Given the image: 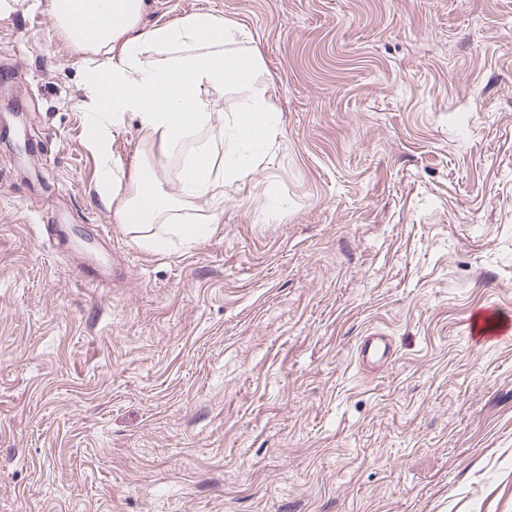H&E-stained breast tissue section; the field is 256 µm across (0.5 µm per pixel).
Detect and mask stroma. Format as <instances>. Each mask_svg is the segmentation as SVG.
<instances>
[{
    "instance_id": "1",
    "label": "stroma",
    "mask_w": 512,
    "mask_h": 512,
    "mask_svg": "<svg viewBox=\"0 0 512 512\" xmlns=\"http://www.w3.org/2000/svg\"><path fill=\"white\" fill-rule=\"evenodd\" d=\"M246 33L282 134L207 240L96 193L82 55L0 0V512H512V0H146ZM62 227L69 238L37 236ZM121 266L81 287L87 265ZM392 336L369 377L353 349Z\"/></svg>"
}]
</instances>
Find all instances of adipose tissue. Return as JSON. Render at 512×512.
<instances>
[{"label": "adipose tissue", "instance_id": "ef3b65f1", "mask_svg": "<svg viewBox=\"0 0 512 512\" xmlns=\"http://www.w3.org/2000/svg\"><path fill=\"white\" fill-rule=\"evenodd\" d=\"M145 0H51L59 32L78 52L98 57L84 71L97 115L90 145L102 161L98 190L114 206L118 223L140 245L164 251L172 238L192 245L209 238L213 223L184 224L182 200L222 198L225 186L260 163L280 131L277 113L257 94L232 118L214 109V96L249 83L260 68L255 53L238 49L237 26L210 12L173 25L142 29ZM133 117L143 148L133 159L136 175L124 180L111 166L112 129ZM224 145L214 162L211 138ZM180 160L178 195L165 194L149 158L153 149Z\"/></svg>", "mask_w": 512, "mask_h": 512}]
</instances>
